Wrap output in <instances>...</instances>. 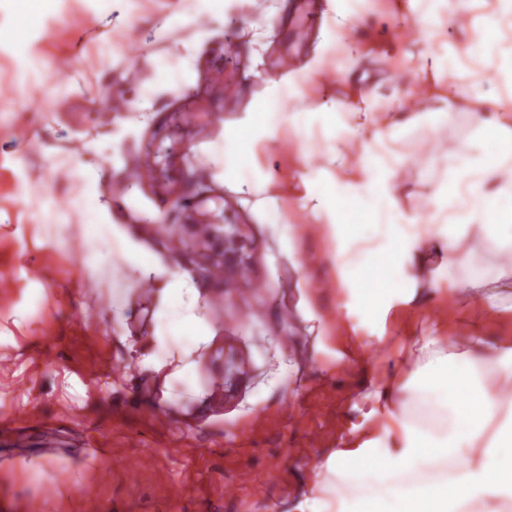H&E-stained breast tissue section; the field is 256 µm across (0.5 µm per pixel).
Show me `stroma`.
Segmentation results:
<instances>
[{"instance_id":"stroma-1","label":"stroma","mask_w":512,"mask_h":512,"mask_svg":"<svg viewBox=\"0 0 512 512\" xmlns=\"http://www.w3.org/2000/svg\"><path fill=\"white\" fill-rule=\"evenodd\" d=\"M297 3L228 0L203 33L163 34L161 19L182 0H132L133 23L109 30L79 0H61L25 55L26 73L12 49H0V282H9L0 285V420L9 422L0 512H84L90 491L100 512H300L352 428L380 430L371 393L390 388L412 400L410 375L425 362L414 340L439 336L444 353H460L468 325L492 343L512 339L511 306L470 302L450 321L439 314L444 289L431 312L398 305L376 324L349 311L320 226L297 208L288 223H268L220 179L214 148L224 126L262 94L253 71L269 70L277 55L300 69L314 57L315 40L291 36ZM257 29L269 34L260 53ZM355 39L337 30L327 54L346 74L305 82V104L342 100L361 79L401 95L396 76L417 68L420 46L408 40L358 57ZM130 44L139 48L133 60ZM153 57L173 71L189 61L194 85H157ZM230 84L240 94L229 104ZM103 92L147 104L148 120L101 118ZM91 137L108 159L101 191L112 230L90 245L77 203L80 174L98 159L84 147ZM392 148L417 192L422 170L453 145ZM148 150L158 175L130 185L128 168ZM180 198L189 207H176ZM204 218L224 231L207 250L193 245ZM116 233L151 252L164 277L198 287L215 334L194 355L192 385L176 359L157 369L138 357L152 343L155 294L130 288L133 306L115 315L112 290L127 286L126 271L87 268L91 253L109 254ZM213 250L224 255V277L211 271Z\"/></svg>"}]
</instances>
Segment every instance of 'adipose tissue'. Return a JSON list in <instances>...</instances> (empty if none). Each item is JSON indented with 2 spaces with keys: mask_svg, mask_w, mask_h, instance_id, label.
Segmentation results:
<instances>
[{
  "mask_svg": "<svg viewBox=\"0 0 512 512\" xmlns=\"http://www.w3.org/2000/svg\"><path fill=\"white\" fill-rule=\"evenodd\" d=\"M491 17L477 20L469 0H407L410 37L421 44L418 103L390 120L370 85L351 86L348 98L315 108L301 106L304 80L332 76L333 66L315 57L307 68L264 78L259 105L226 126L217 149L221 177L247 195L251 208L284 224L285 193L257 161L258 152L298 150L293 201L320 224L330 241L336 281L350 308L380 321L397 304L418 300L422 289L447 287L452 300L476 299L497 307L512 290V47L502 34L512 26V0H497ZM57 0H35L23 12L0 15V44L30 45ZM468 49L503 48L505 60L467 86L452 83L455 52L449 31ZM436 109H426V101ZM327 131L323 151L309 146V129ZM449 140L422 175L421 193L409 194L399 171L401 156H380L377 145L408 135ZM96 167L84 186L86 240L110 226L108 204L98 189ZM464 187L459 223L448 221L449 178ZM493 264L474 270L475 249ZM200 293L186 279L161 285L152 335L160 349L177 342L178 375L191 380L193 354L213 329L201 313ZM464 352L444 354L441 337L416 341L427 357L410 377L414 402L394 403L392 391L376 393L395 448L362 442L336 452L327 464L339 483L337 512H465L493 502L492 512L512 501V342L487 343L467 334Z\"/></svg>",
  "mask_w": 512,
  "mask_h": 512,
  "instance_id": "obj_1",
  "label": "adipose tissue"
}]
</instances>
